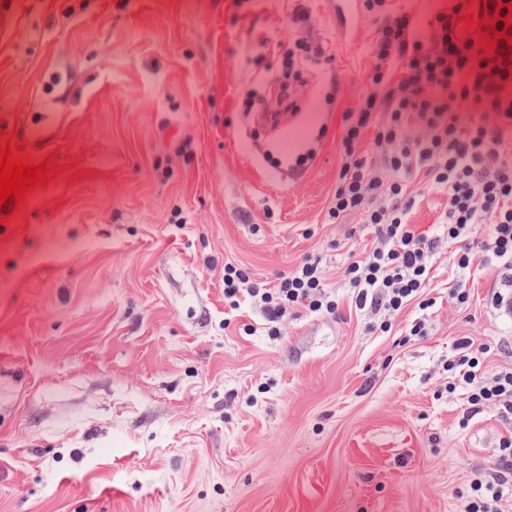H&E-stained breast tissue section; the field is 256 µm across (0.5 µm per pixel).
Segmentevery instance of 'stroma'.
<instances>
[{"label":"stroma","instance_id":"obj_1","mask_svg":"<svg viewBox=\"0 0 512 512\" xmlns=\"http://www.w3.org/2000/svg\"><path fill=\"white\" fill-rule=\"evenodd\" d=\"M375 28L331 0H20L0 146L61 171L0 224V512H459L474 470H495L512 422L464 420L444 368L462 336L490 345L486 370L512 365L495 268L475 256L460 306L440 257L433 307L387 333L340 276L372 242L326 211ZM298 38L330 57L278 136L242 101L275 108L266 81ZM307 255L336 316L269 337L252 304L226 315L225 262L272 286Z\"/></svg>","mask_w":512,"mask_h":512}]
</instances>
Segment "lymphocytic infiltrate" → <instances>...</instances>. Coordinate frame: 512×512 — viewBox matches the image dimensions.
<instances>
[{"mask_svg":"<svg viewBox=\"0 0 512 512\" xmlns=\"http://www.w3.org/2000/svg\"><path fill=\"white\" fill-rule=\"evenodd\" d=\"M496 6V0H453L428 19L429 33L420 36L409 13L392 12L387 0H363L364 11L378 23L376 62L359 108L343 114L341 164L328 220L340 224L357 215L373 233L368 251L344 261L341 277L356 309L370 314L371 328L381 332L391 329L392 316L408 304L431 307L426 288L443 241L459 278L450 293L457 304L469 298L465 282L479 252L499 274L491 307H512V47L502 38L483 46L477 30L460 21L469 11L479 18L493 15ZM464 103L478 108L477 118L465 126L457 117ZM414 125L425 126L426 136H411ZM368 138L376 155L363 149ZM379 165L387 178L375 176ZM416 173L424 175L427 189L447 198L438 224L424 232L409 222L418 199L410 182ZM477 224L488 230L475 242ZM244 299L259 307L270 336L280 335L288 317L333 316L339 308L317 257L303 259L271 288L225 262V305L234 310ZM489 351L466 337L455 340L448 391H464L466 417L492 408L511 420L512 368L485 371ZM462 512H512V435L500 441L497 471L475 473Z\"/></svg>","mask_w":512,"mask_h":512,"instance_id":"f902f5d3","label":"lymphocytic infiltrate"}]
</instances>
